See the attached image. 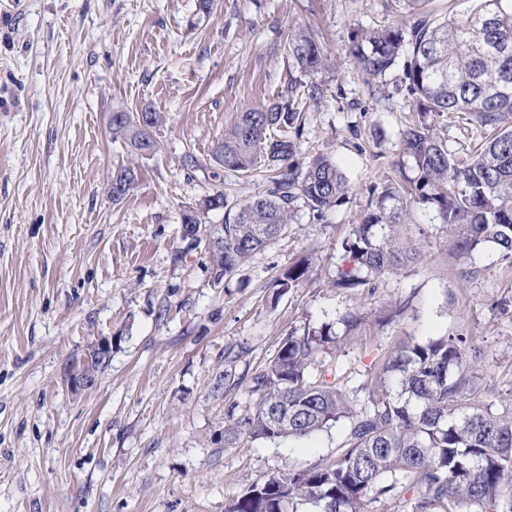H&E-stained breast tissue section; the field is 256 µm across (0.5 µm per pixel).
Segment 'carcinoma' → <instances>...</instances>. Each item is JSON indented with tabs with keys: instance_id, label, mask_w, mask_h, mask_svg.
I'll use <instances>...</instances> for the list:
<instances>
[{
	"instance_id": "carcinoma-1",
	"label": "carcinoma",
	"mask_w": 512,
	"mask_h": 512,
	"mask_svg": "<svg viewBox=\"0 0 512 512\" xmlns=\"http://www.w3.org/2000/svg\"><path fill=\"white\" fill-rule=\"evenodd\" d=\"M400 18L352 36L350 57L370 81L384 76L406 55L404 84L416 118L401 133L416 175L408 186L388 181L367 203L360 223L342 248L353 268L334 285L346 292L403 269L416 250L396 228L412 209L436 214L453 251L465 259L482 246L512 259V0H477L464 15L442 21L419 13L427 0H396ZM288 54L304 73L325 68L323 52L301 29L291 33ZM316 85L288 81V98L234 113L210 156L238 174L263 160L272 172L264 191L245 199L219 228L221 246L211 252L216 274L227 278L290 224L295 203L321 215L342 202L349 185L336 162L316 156L300 170L293 163L305 99ZM467 116L480 139L466 152H452L436 124L450 114ZM112 135L130 144L133 157L161 149L152 129L160 112H124ZM126 181L123 201L138 182L136 166L112 175ZM307 267L297 265L276 282L297 287ZM367 314L346 312L343 334L325 324L284 337L273 360L249 383L258 395L250 417L224 421V444L240 438L308 440L345 422L336 455L324 463L289 470L254 483L226 512H367L365 501L393 498L411 486L416 497L405 512H512V399L488 400L474 370L480 349L466 337L416 342L390 356L376 376L368 404L358 408L353 392L315 373L320 358L368 325Z\"/></svg>"
}]
</instances>
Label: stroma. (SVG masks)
<instances>
[{
    "label": "stroma",
    "instance_id": "stroma-1",
    "mask_svg": "<svg viewBox=\"0 0 512 512\" xmlns=\"http://www.w3.org/2000/svg\"><path fill=\"white\" fill-rule=\"evenodd\" d=\"M19 2L0 6V512H224L250 484L334 456L340 423L304 442L225 447V418L250 416L257 397L216 383L254 375L289 332L351 309L407 305L320 364L358 404L403 342L444 336L480 347L490 398L512 395V263L496 249L459 260L433 213L417 209L397 228L416 262L371 290L334 286L371 190L413 174L399 138L402 66L377 87L349 56L354 31L396 21L390 0ZM296 27L315 34L325 69L294 71ZM292 79L321 90L303 105L298 164L330 157L350 190L321 217L297 205L286 233L215 281L207 241L183 238L181 215L222 224L268 171L189 169L183 157L206 158L233 112ZM145 108L167 121L153 131L160 152L135 160L111 117ZM131 159L138 185L112 203L106 184ZM219 190L225 208L207 209ZM299 263L305 280L276 289ZM103 336L109 365L94 389L72 391L73 364Z\"/></svg>",
    "mask_w": 512,
    "mask_h": 512
}]
</instances>
